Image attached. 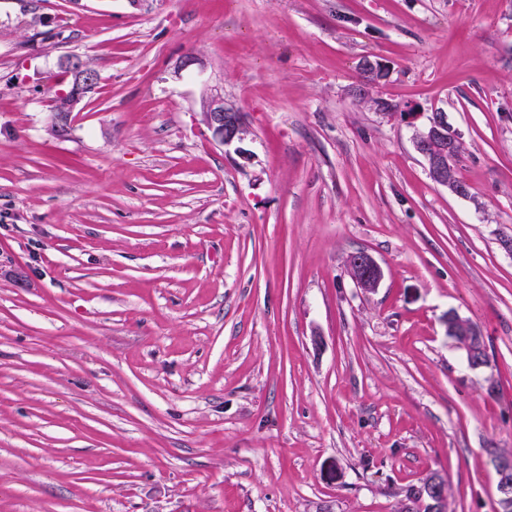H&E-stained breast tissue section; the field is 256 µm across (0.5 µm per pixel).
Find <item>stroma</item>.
<instances>
[{"label": "stroma", "instance_id": "1", "mask_svg": "<svg viewBox=\"0 0 512 512\" xmlns=\"http://www.w3.org/2000/svg\"><path fill=\"white\" fill-rule=\"evenodd\" d=\"M510 239L512 0H0V512H405L435 476L494 512ZM61 66L72 77V80L69 92L56 93L53 98L50 130L56 135L61 133L66 125H69L72 112L75 111L76 106L88 93L89 88L96 83L95 74L91 72L96 73V71L88 70L79 57L67 56L61 60ZM202 120L212 138L224 146L241 140L246 132L243 113L224 102V92L211 87L203 103ZM415 147L427 162L428 173L434 182L446 186L459 196H466L468 189L456 174L453 159L458 155L459 141L448 132V122L444 112H432L427 123L416 134ZM351 276L360 288L374 290L382 279V269L375 259L365 251L352 253L348 259Z\"/></svg>", "mask_w": 512, "mask_h": 512}]
</instances>
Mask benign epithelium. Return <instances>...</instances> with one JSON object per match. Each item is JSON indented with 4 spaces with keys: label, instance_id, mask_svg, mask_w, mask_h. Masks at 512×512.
<instances>
[{
    "label": "benign epithelium",
    "instance_id": "1",
    "mask_svg": "<svg viewBox=\"0 0 512 512\" xmlns=\"http://www.w3.org/2000/svg\"><path fill=\"white\" fill-rule=\"evenodd\" d=\"M61 66L72 77L71 90L55 94L51 113L50 130L56 134L70 123L71 114L89 88L96 83L92 73L76 56L61 60ZM202 120L212 134V138L224 145L242 139L246 132L243 113L224 102V92L210 88L204 103ZM415 147L427 162L428 173L434 182L446 186L459 196L468 194V189L451 166L458 155L459 141L448 132L446 114L433 112L427 116V123L416 134ZM348 266L351 276L360 288L373 290L382 279V269L375 259L365 251L349 256ZM494 467L497 474L496 512H512V456L494 455ZM423 495L428 499V512H447V499L438 494V488L431 481L422 483Z\"/></svg>",
    "mask_w": 512,
    "mask_h": 512
}]
</instances>
